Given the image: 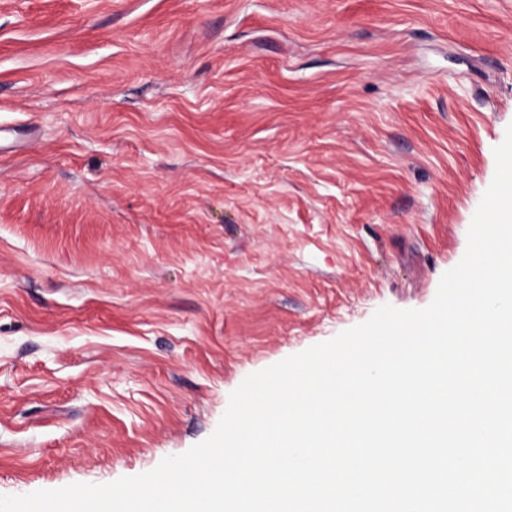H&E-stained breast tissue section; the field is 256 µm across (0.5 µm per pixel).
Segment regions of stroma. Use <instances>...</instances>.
Returning <instances> with one entry per match:
<instances>
[{
	"mask_svg": "<svg viewBox=\"0 0 512 512\" xmlns=\"http://www.w3.org/2000/svg\"><path fill=\"white\" fill-rule=\"evenodd\" d=\"M511 124L512 0H0V495L427 307Z\"/></svg>",
	"mask_w": 512,
	"mask_h": 512,
	"instance_id": "stroma-1",
	"label": "stroma"
}]
</instances>
